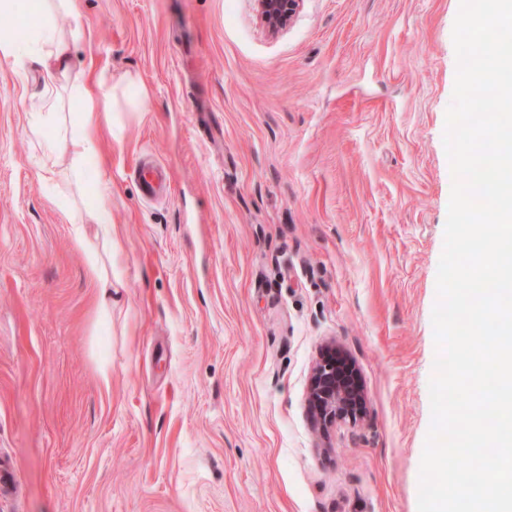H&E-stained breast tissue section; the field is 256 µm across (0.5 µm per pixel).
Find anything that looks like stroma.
<instances>
[{
	"mask_svg": "<svg viewBox=\"0 0 512 512\" xmlns=\"http://www.w3.org/2000/svg\"><path fill=\"white\" fill-rule=\"evenodd\" d=\"M458 10L303 0L274 34L254 0H77L53 16L74 70L149 106L100 102L99 159L50 184L40 74L0 58V512H417ZM141 162L170 191L145 198ZM103 183L105 329L71 221ZM329 341L366 405L321 436Z\"/></svg>",
	"mask_w": 512,
	"mask_h": 512,
	"instance_id": "obj_1",
	"label": "stroma"
}]
</instances>
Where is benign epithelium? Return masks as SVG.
I'll return each instance as SVG.
<instances>
[{
  "instance_id": "benign-epithelium-1",
  "label": "benign epithelium",
  "mask_w": 512,
  "mask_h": 512,
  "mask_svg": "<svg viewBox=\"0 0 512 512\" xmlns=\"http://www.w3.org/2000/svg\"><path fill=\"white\" fill-rule=\"evenodd\" d=\"M301 3L302 0H255L259 18L273 33L290 23ZM336 355V342L322 346L308 390L313 425L322 434L337 422H357L366 404L354 366L345 359L336 361Z\"/></svg>"
}]
</instances>
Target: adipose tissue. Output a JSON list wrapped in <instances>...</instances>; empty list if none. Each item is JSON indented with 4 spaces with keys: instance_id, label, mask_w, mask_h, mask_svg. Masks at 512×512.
Returning <instances> with one entry per match:
<instances>
[{
    "instance_id": "obj_1",
    "label": "adipose tissue",
    "mask_w": 512,
    "mask_h": 512,
    "mask_svg": "<svg viewBox=\"0 0 512 512\" xmlns=\"http://www.w3.org/2000/svg\"><path fill=\"white\" fill-rule=\"evenodd\" d=\"M74 10L75 0H38L36 6L39 20L33 39L19 43L13 38L0 35V57L12 60L18 75H26L31 62H38L45 88H54L61 80L73 77L81 87L74 101L82 121V132L76 139L61 141V151L71 152L78 157L96 154L98 149L97 130L99 114L97 112L100 98H112L116 95L115 87L109 86L95 73L71 75V43L68 39L55 36L49 24L48 15L56 9ZM109 206L106 197H99L96 209L88 212V223L100 228L98 240L78 236L77 241L88 256L90 267L95 274L99 288V312L101 317H109L112 310V275L99 264L98 244H111L112 224L108 217Z\"/></svg>"
}]
</instances>
